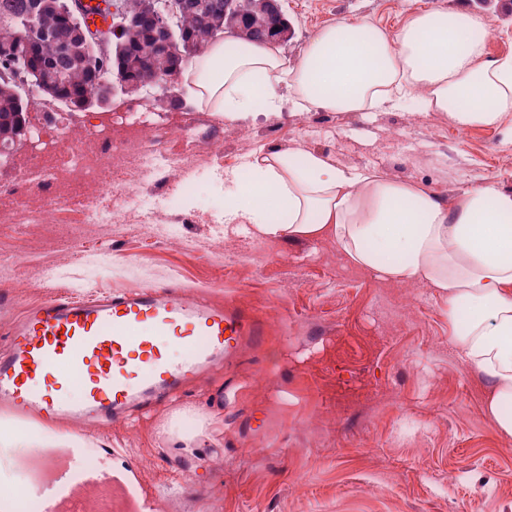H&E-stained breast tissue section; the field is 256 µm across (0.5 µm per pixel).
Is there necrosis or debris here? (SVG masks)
I'll return each instance as SVG.
<instances>
[{"label":"necrosis or debris","instance_id":"necrosis-or-debris-1","mask_svg":"<svg viewBox=\"0 0 512 512\" xmlns=\"http://www.w3.org/2000/svg\"><path fill=\"white\" fill-rule=\"evenodd\" d=\"M145 121L123 119L85 139L80 161L65 152V138L53 126L38 129L35 147L15 165L14 185L0 192V218L16 224H41L48 205L65 208L74 198L98 186L104 172H119L124 193L141 198V189L155 173L171 168L166 153L145 144Z\"/></svg>","mask_w":512,"mask_h":512}]
</instances>
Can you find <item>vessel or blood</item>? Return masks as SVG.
<instances>
[{"mask_svg":"<svg viewBox=\"0 0 512 512\" xmlns=\"http://www.w3.org/2000/svg\"><path fill=\"white\" fill-rule=\"evenodd\" d=\"M0 401L76 420L122 416L230 360L258 328L242 310L155 288L96 301L49 300L9 325Z\"/></svg>","mask_w":512,"mask_h":512,"instance_id":"vessel-or-blood-1","label":"vessel or blood"}]
</instances>
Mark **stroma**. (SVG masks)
<instances>
[{"mask_svg":"<svg viewBox=\"0 0 512 512\" xmlns=\"http://www.w3.org/2000/svg\"><path fill=\"white\" fill-rule=\"evenodd\" d=\"M467 7L492 19L487 49L512 52V0H282L297 61L342 17L395 29L417 11ZM149 117L148 138L189 178L150 182V206L114 185L93 198L108 224L82 223L84 201L43 224L0 223V344L10 318L58 297L157 287L251 313L263 331L226 365L65 430L96 448L95 469L20 457L57 493V512H89L101 485L132 512H172L175 499L216 512H512V444L484 406L487 380L455 354L448 304L425 282L384 280L349 265L335 241L267 240L224 224L218 177L260 151H318L374 167L446 199L492 180L512 192V126L456 127L443 112H250L231 119L190 98L117 96L69 113L77 153L102 124ZM192 128L187 152L177 128Z\"/></svg>","mask_w":512,"mask_h":512,"instance_id":"1","label":"stroma"}]
</instances>
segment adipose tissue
<instances>
[{"instance_id":"1","label":"adipose tissue","mask_w":512,"mask_h":512,"mask_svg":"<svg viewBox=\"0 0 512 512\" xmlns=\"http://www.w3.org/2000/svg\"><path fill=\"white\" fill-rule=\"evenodd\" d=\"M483 14L414 13L389 30L365 18L321 28L295 63L275 45L212 41L183 70L199 105L234 118L293 111L447 113L461 129L512 115V53L490 55ZM224 175V221L263 239L329 236L353 264L448 297L460 359L488 381L486 410L512 438V194L485 182L454 202L377 168L310 151L256 153ZM464 327H457L460 311Z\"/></svg>"}]
</instances>
